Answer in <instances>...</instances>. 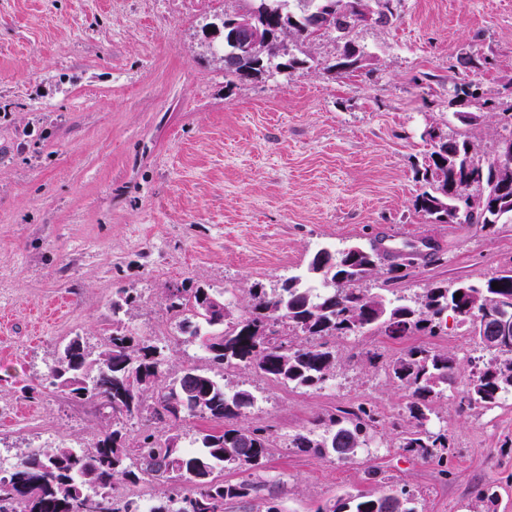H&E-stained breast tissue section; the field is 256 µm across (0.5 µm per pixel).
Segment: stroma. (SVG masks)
Segmentation results:
<instances>
[{
	"mask_svg": "<svg viewBox=\"0 0 512 512\" xmlns=\"http://www.w3.org/2000/svg\"><path fill=\"white\" fill-rule=\"evenodd\" d=\"M243 0H0V469L32 448H86L103 436L97 403L62 393L49 375L82 337L91 351L112 333L118 290L137 299L121 318L162 347L170 373L204 366L165 308L173 285L229 290L239 316L247 290L304 273L323 246L421 247L394 289L479 283L512 268V223L432 224L413 208L423 132L468 138L478 157L504 136L498 114L463 112L487 100L512 106V0H401L388 25L350 38L361 67L330 66L342 40L287 41L295 68L224 78L225 15ZM470 84L474 98L457 97ZM338 372L297 389L229 366L224 378L255 403L239 424L270 431L261 470L226 467L225 480H270L282 512H316L378 479L414 494L419 512H512V393L498 407L461 410L468 358L481 356L448 314L438 336L335 337ZM455 355L457 372L429 426L448 439V469L404 452L408 392L389 367L409 348ZM38 388L36 398L24 387ZM380 415L350 461L292 448L339 410ZM180 434L183 444L223 421L188 417L127 425ZM497 501L478 506L476 487Z\"/></svg>",
	"mask_w": 512,
	"mask_h": 512,
	"instance_id": "stroma-1",
	"label": "stroma"
}]
</instances>
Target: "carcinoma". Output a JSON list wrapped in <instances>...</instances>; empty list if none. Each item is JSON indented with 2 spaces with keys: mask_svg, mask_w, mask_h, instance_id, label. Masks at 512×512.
Instances as JSON below:
<instances>
[{
  "mask_svg": "<svg viewBox=\"0 0 512 512\" xmlns=\"http://www.w3.org/2000/svg\"><path fill=\"white\" fill-rule=\"evenodd\" d=\"M257 16L271 32L288 21L282 38L305 41L325 33L344 40V51L332 68L348 71L358 63L357 49L349 39L360 23H389L394 0H249ZM281 64L270 57L253 55L240 39L224 36V78L232 83L256 77ZM434 142L417 179L421 190L414 209L437 224H481L493 227L512 223V180L494 173L499 160L475 158L472 142L449 138L430 128ZM380 255L371 245L343 250L319 248L307 272L321 282V290L304 284L306 277L286 279L269 294L259 284L248 289L249 300L242 314L225 322L228 303L205 288H169L166 309L180 319V327L196 337L208 355L210 367H189L161 387L165 378L162 348L147 337H138L121 320L112 322V335L104 349L91 357L80 339L62 349L51 371V385L76 398L100 400L112 411L101 439L92 447L61 445L22 458L11 471L0 475V512L5 506L19 512H139L135 503L117 492L121 482L134 483L152 474L173 484L192 485L185 495L172 494L154 504L150 512H224L235 502L244 512H281L272 490L261 481L232 483L224 480L228 465L260 469L271 434L263 428L236 423L244 409L254 403L246 389L232 390L214 372L243 365L283 385L312 388L335 376L336 352L322 341L327 336L374 332L391 338L417 332L436 336L444 315L453 312L469 324L475 343L491 349L489 325L483 322L487 309L512 313V270L499 273L482 284L463 282L448 289L433 283L423 289L418 305L402 298L391 299L361 288L378 267ZM497 282L501 289L492 288ZM461 297H455V293ZM282 324L315 342L295 345L281 336ZM454 357L424 347H412L397 358L392 373L410 391L411 428L404 432L401 448L447 472L445 436L428 427L432 403L440 387L456 373ZM156 391L152 401L147 393ZM512 392V347L481 362L472 374L461 401L468 409L490 408L501 395ZM148 413L159 422L183 415H206L224 421L220 433H203L195 452H186L181 437L163 439L147 434L138 440L135 453H128L125 421ZM380 424L379 414L366 404L330 418L319 435L298 433L291 446L320 456L350 460L367 444ZM318 512H417L404 488L383 483L371 494H346Z\"/></svg>",
  "mask_w": 512,
  "mask_h": 512,
  "instance_id": "1",
  "label": "carcinoma"
}]
</instances>
